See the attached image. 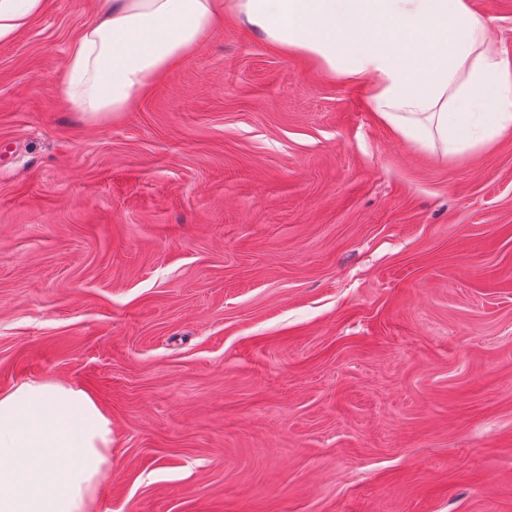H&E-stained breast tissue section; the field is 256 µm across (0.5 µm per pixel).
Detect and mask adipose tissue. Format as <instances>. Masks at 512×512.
<instances>
[{"label": "adipose tissue", "mask_w": 512, "mask_h": 512, "mask_svg": "<svg viewBox=\"0 0 512 512\" xmlns=\"http://www.w3.org/2000/svg\"><path fill=\"white\" fill-rule=\"evenodd\" d=\"M331 77L369 80L395 135L462 157L512 135V54L468 0H101L72 39L61 93L105 122L132 110L225 20ZM112 422L80 387L0 391V512H92Z\"/></svg>", "instance_id": "ef3b65f1"}]
</instances>
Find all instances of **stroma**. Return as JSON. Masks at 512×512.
Returning <instances> with one entry per match:
<instances>
[{
    "mask_svg": "<svg viewBox=\"0 0 512 512\" xmlns=\"http://www.w3.org/2000/svg\"><path fill=\"white\" fill-rule=\"evenodd\" d=\"M46 2L0 40V390L111 418L94 512H512V137L418 151L232 21L92 122L100 0Z\"/></svg>",
    "mask_w": 512,
    "mask_h": 512,
    "instance_id": "35a3bbf8",
    "label": "stroma"
}]
</instances>
